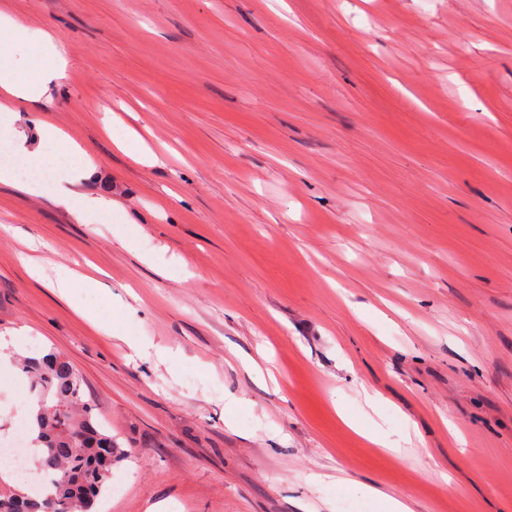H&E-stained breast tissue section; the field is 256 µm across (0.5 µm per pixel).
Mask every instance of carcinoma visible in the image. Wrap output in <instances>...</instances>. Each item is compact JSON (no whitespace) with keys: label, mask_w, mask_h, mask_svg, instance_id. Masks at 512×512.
<instances>
[{"label":"carcinoma","mask_w":512,"mask_h":512,"mask_svg":"<svg viewBox=\"0 0 512 512\" xmlns=\"http://www.w3.org/2000/svg\"><path fill=\"white\" fill-rule=\"evenodd\" d=\"M17 366L38 397L32 444L49 486L35 496L1 490L0 512H87L122 450L83 401L82 378L65 356L24 357Z\"/></svg>","instance_id":"obj_1"}]
</instances>
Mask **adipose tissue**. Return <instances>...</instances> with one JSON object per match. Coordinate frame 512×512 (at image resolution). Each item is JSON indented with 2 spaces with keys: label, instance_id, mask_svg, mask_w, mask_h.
Wrapping results in <instances>:
<instances>
[{
  "label": "adipose tissue",
  "instance_id": "1",
  "mask_svg": "<svg viewBox=\"0 0 512 512\" xmlns=\"http://www.w3.org/2000/svg\"><path fill=\"white\" fill-rule=\"evenodd\" d=\"M18 45L32 49L30 65L34 78H18L13 70L12 49ZM67 65L64 48L53 33L29 29L8 12L0 10V123L12 124L16 118L15 102L40 98L48 83L64 74ZM39 135L41 145L32 147L25 141H17L13 147L14 155L25 162L41 165L46 161L45 144H52L62 158L80 150L79 145L54 125L44 124Z\"/></svg>",
  "mask_w": 512,
  "mask_h": 512
}]
</instances>
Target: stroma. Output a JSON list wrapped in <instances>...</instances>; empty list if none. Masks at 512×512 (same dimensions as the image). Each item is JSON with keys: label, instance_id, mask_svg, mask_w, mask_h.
<instances>
[{"label": "stroma", "instance_id": "stroma-1", "mask_svg": "<svg viewBox=\"0 0 512 512\" xmlns=\"http://www.w3.org/2000/svg\"><path fill=\"white\" fill-rule=\"evenodd\" d=\"M5 7L69 60L15 130L113 203L0 184V336L124 452L96 512H512V0ZM41 143L36 147L28 146L24 140L17 137V143L12 147L14 155L30 164L43 165L46 161L44 152V141L55 147L59 157L66 158L69 154L79 153L84 156L87 168L92 167V161L83 149L72 141L67 134L54 125L43 123L39 128ZM53 192L58 203L80 215L87 212H101L111 208V201L108 199L80 195L67 184L61 182L54 186ZM356 490L362 494L378 498L387 509L386 512H412L409 505L401 499L385 492L376 485L360 484Z\"/></svg>", "mask_w": 512, "mask_h": 512}]
</instances>
